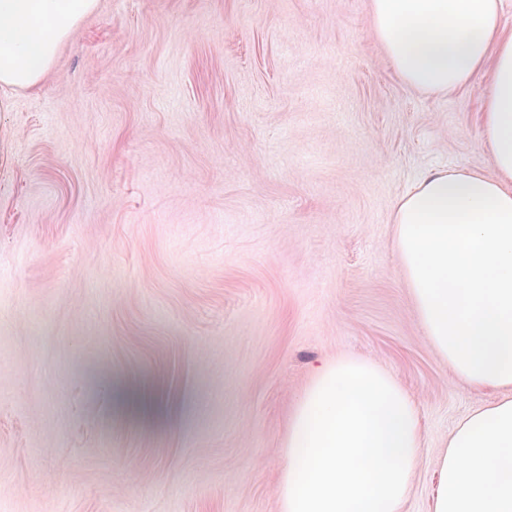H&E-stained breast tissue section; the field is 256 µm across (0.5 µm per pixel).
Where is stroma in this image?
<instances>
[{
  "instance_id": "35a3bbf8",
  "label": "stroma",
  "mask_w": 512,
  "mask_h": 512,
  "mask_svg": "<svg viewBox=\"0 0 512 512\" xmlns=\"http://www.w3.org/2000/svg\"><path fill=\"white\" fill-rule=\"evenodd\" d=\"M486 75L397 74L370 0H98L0 112V512H276L288 415L340 356L393 373L425 453L502 393L418 321L392 207L494 175Z\"/></svg>"
}]
</instances>
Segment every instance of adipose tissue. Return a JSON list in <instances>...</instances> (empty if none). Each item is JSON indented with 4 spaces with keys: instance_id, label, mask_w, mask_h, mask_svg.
<instances>
[{
    "instance_id": "1",
    "label": "adipose tissue",
    "mask_w": 512,
    "mask_h": 512,
    "mask_svg": "<svg viewBox=\"0 0 512 512\" xmlns=\"http://www.w3.org/2000/svg\"><path fill=\"white\" fill-rule=\"evenodd\" d=\"M97 0H0V89L36 87ZM397 74L430 93L488 71L495 173L435 170L394 204V246L419 320L453 372L512 392V30L503 0H371ZM431 512H512V395L464 417L438 458Z\"/></svg>"
}]
</instances>
